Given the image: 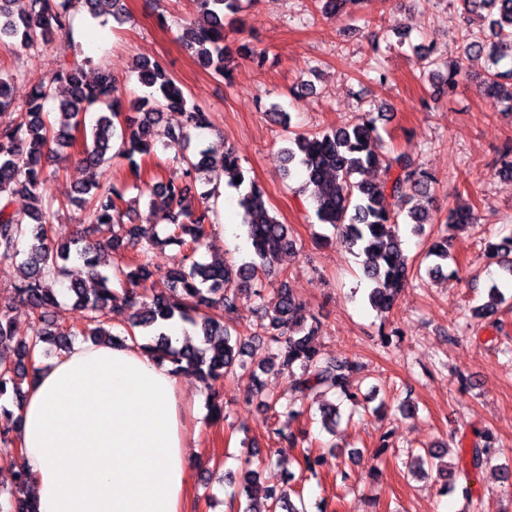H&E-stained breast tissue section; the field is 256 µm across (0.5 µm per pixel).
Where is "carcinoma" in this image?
Segmentation results:
<instances>
[{
    "label": "carcinoma",
    "instance_id": "cac0c4a2",
    "mask_svg": "<svg viewBox=\"0 0 512 512\" xmlns=\"http://www.w3.org/2000/svg\"><path fill=\"white\" fill-rule=\"evenodd\" d=\"M18 0H0V46L19 53L47 45L57 38L73 41L70 7L80 3L93 18L102 16L122 24L127 19L123 0H26L14 11ZM364 0H317L321 12L340 17L348 3ZM468 17L483 20L489 31L477 35L461 30L462 54L452 62L437 55L435 43L413 47L422 71L428 74L436 95L454 98L467 81L464 60L485 56L486 68L479 85L482 96L497 110L512 112V0H459ZM197 17L182 27L180 39L192 50L203 67L216 75L229 76L227 63L232 49L225 42L224 27L231 26L242 8V0H196ZM84 62L77 59L59 62L48 80L31 88L21 104L12 95L14 81L22 72H0V116L18 113V117L0 123V262L21 260L24 280L0 296V451L17 450V421L3 403L6 396L23 398L22 384L28 379V361L42 344L56 351H66L75 337L89 335L97 342H123L139 335L152 337L145 349L172 366L180 375L192 373L207 391L211 414L223 416L218 382L248 374L245 399L257 403L275 419L271 433L284 446L298 442L290 423L303 414L300 405L306 396L316 393L339 395L348 401L357 399L351 383L361 370L357 358L335 359L323 356L313 342L321 331L319 320L304 312L302 303L284 284L271 290L258 286L259 273H271L279 257L296 246L288 225L282 223L267 206L264 191L256 184L238 200L243 209L248 237L255 259L234 268L223 262L202 263L194 259L212 227L211 209L194 207L192 187L198 181L207 185L225 176L245 182L240 156L226 149L220 157L208 150L184 159L179 177L141 181L142 161L156 152L163 139L187 141L191 131L211 126L209 112L195 103L175 83L166 64L138 60L134 72L146 93L138 99V115L127 116L117 79L110 68L99 67L92 81L84 79ZM54 102L55 122H46L50 114L47 102ZM97 114L91 139L83 144L79 162L96 168L111 160L109 152L128 161L135 182L110 181L107 184L84 183L75 189L71 203L82 212L75 233L62 239L49 227L53 204L43 202L39 187L51 175L49 165L67 160V149L74 144L72 131L85 123L90 113ZM179 112L183 123L162 126L163 114ZM290 146L283 149L284 161L300 168L303 188L312 189L317 220L336 228L342 241L359 257H364L363 273L368 280V301L380 312L392 310L409 283V265L404 254V240L399 226H411L412 234L422 236L435 223L432 185L437 179L413 156L381 152V138L376 117L363 112L358 119L317 133L292 132ZM134 188L140 195L163 200L170 232L160 237L151 221L141 222L131 216L126 193ZM30 194L34 208L18 212L12 208L13 195ZM478 218L469 206L448 209L450 227H466ZM112 225V237L95 238L97 226ZM494 232L487 230L488 253L512 276V237L493 242ZM26 249H21L22 243ZM160 244L175 245L182 251L167 272L166 286L156 291H137L153 276L152 253ZM121 255L124 260L113 271L100 267L108 257ZM430 263L426 273L442 277L448 261L455 260L452 239L438 236L429 248ZM80 262L87 277L67 286L74 306L84 313L85 326L66 327L59 319L49 318L58 302L55 285L66 276L67 264ZM254 298L258 322L256 330L237 328L238 299ZM504 295L492 286L489 299L475 310V316L491 319L498 312ZM20 302L32 312L29 329L20 332L8 315L9 305ZM128 307L134 312L128 319L126 335L112 333L108 311ZM190 323L200 331V344L187 338L180 347L171 344L164 328L175 320ZM264 340L270 356L255 369L246 370L244 350L255 341ZM288 374V398L265 390L260 374L270 370ZM321 424L336 434L341 414L336 403L326 399L319 408ZM480 442L458 456L455 470L443 466V449H428L413 457L411 473L426 479L436 473L442 493L455 488L457 478H468V469L482 470L499 459V442L489 430L479 434ZM329 454L303 455V469L315 476L330 466ZM30 475L23 469L14 474L7 490V512H37L31 500ZM231 500L245 501L239 512H307L303 491L290 489L278 493L262 490L260 474L245 459L239 477H230Z\"/></svg>",
    "mask_w": 512,
    "mask_h": 512
}]
</instances>
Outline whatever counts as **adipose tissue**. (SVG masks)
Instances as JSON below:
<instances>
[{"mask_svg": "<svg viewBox=\"0 0 512 512\" xmlns=\"http://www.w3.org/2000/svg\"><path fill=\"white\" fill-rule=\"evenodd\" d=\"M190 414L203 419V395L186 408L177 376L142 342L35 356L17 417L38 512H188Z\"/></svg>", "mask_w": 512, "mask_h": 512, "instance_id": "adipose-tissue-1", "label": "adipose tissue"}]
</instances>
